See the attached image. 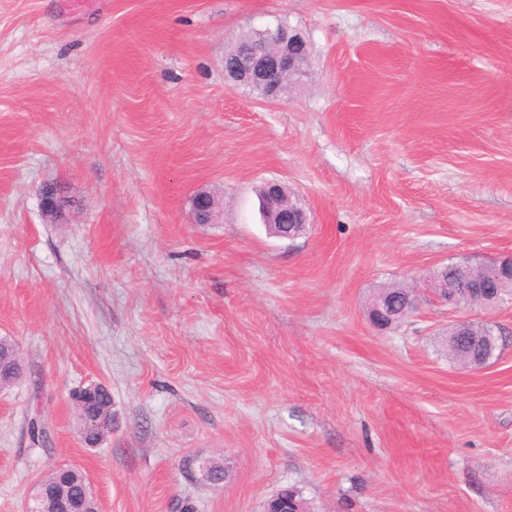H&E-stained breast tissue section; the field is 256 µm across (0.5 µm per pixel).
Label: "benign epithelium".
I'll return each mask as SVG.
<instances>
[{
    "instance_id": "1",
    "label": "benign epithelium",
    "mask_w": 512,
    "mask_h": 512,
    "mask_svg": "<svg viewBox=\"0 0 512 512\" xmlns=\"http://www.w3.org/2000/svg\"><path fill=\"white\" fill-rule=\"evenodd\" d=\"M264 44L253 51L249 64L238 67L232 63L230 52L224 54V77L226 80L248 87L260 98L277 100L282 93L284 80L300 83L307 74L312 56L311 44L296 28L278 26L262 31ZM261 206L265 222L271 232L283 239L294 237L293 231H301L309 223V217L302 203L293 198L288 187L280 181H267L261 186ZM195 220L199 224H219L223 221V208L208 189H199L193 199ZM482 274L473 273L468 263L454 265L455 277L448 278V267H443V276L433 277L432 292L449 306L461 304L465 295L481 308H490L499 303L496 295L482 293L489 286V280H512V254L484 265ZM407 306L390 309L386 300L379 301L369 311L370 321L379 328H386L402 320ZM476 322L472 319H456L451 323V335L472 337ZM34 512H98L94 497L82 503L69 499L49 483H38L34 497ZM267 512H306L303 503L279 491L267 503Z\"/></svg>"
}]
</instances>
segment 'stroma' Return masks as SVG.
Returning a JSON list of instances; mask_svg holds the SVG:
<instances>
[{"mask_svg": "<svg viewBox=\"0 0 512 512\" xmlns=\"http://www.w3.org/2000/svg\"><path fill=\"white\" fill-rule=\"evenodd\" d=\"M278 19L313 56L266 101L224 50ZM271 179L310 211L295 239L263 223ZM201 188L223 223H195ZM510 253L512 0H0V337L24 369L0 512L59 466L100 512H263L284 488L310 512H512V303L472 309L504 344L465 369L427 289ZM392 284L418 307L381 330ZM91 383L115 413L95 448ZM407 313V306L404 304L402 308L389 309L386 305V299L379 301L369 311L370 321L379 328H386L393 323L402 320ZM76 409L77 419L80 422V432L82 434L86 433L90 424V419L98 414L106 417L109 424L105 429L100 431L98 435H96L95 441L100 443L102 439L112 431L114 413L112 412V395L110 391L107 392L99 385L94 386L91 384L84 391L82 407L79 408L76 406Z\"/></svg>", "mask_w": 512, "mask_h": 512, "instance_id": "obj_1", "label": "stroma"}]
</instances>
